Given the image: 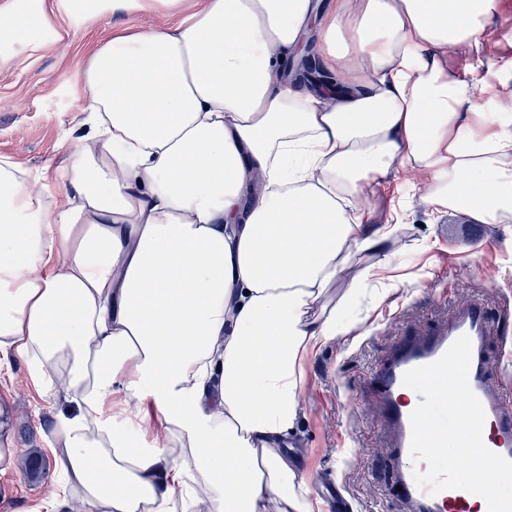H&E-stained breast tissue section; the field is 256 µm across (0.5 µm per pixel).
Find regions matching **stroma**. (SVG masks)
I'll return each mask as SVG.
<instances>
[{
	"label": "stroma",
	"instance_id": "stroma-1",
	"mask_svg": "<svg viewBox=\"0 0 512 512\" xmlns=\"http://www.w3.org/2000/svg\"><path fill=\"white\" fill-rule=\"evenodd\" d=\"M51 3L61 39L44 38L30 23L28 44L0 46L6 59L0 66V157L28 169L58 168L84 135V71L92 46L111 30L173 24L193 0L112 11L104 0ZM472 64L489 69L499 91H512V7L501 11L477 49L452 58L449 68L462 76ZM425 198L419 176L398 165L374 186L368 221L396 225L403 265L384 267L378 255L353 262V270L374 269L375 290L353 310L350 332L325 339L304 366L288 456L309 488L335 478L351 512H401L366 381L403 335L479 299L494 328V379L512 387V237L501 226L434 211ZM44 383L17 356L0 354V403L11 410L8 440L16 450L14 465L0 471V512H48L54 498H79L53 465L34 479L28 473L32 456L53 462L61 455L58 417L72 406L71 395L46 391Z\"/></svg>",
	"mask_w": 512,
	"mask_h": 512
}]
</instances>
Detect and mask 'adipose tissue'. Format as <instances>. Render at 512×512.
Listing matches in <instances>:
<instances>
[{
	"instance_id": "obj_1",
	"label": "adipose tissue",
	"mask_w": 512,
	"mask_h": 512,
	"mask_svg": "<svg viewBox=\"0 0 512 512\" xmlns=\"http://www.w3.org/2000/svg\"><path fill=\"white\" fill-rule=\"evenodd\" d=\"M503 0H197L172 25L114 33L86 61L87 134L58 176L0 158V351L62 366L77 415L56 460L84 512H314L278 444L303 362L350 328L369 273L309 312L358 254L396 257L391 224L354 200L393 164L430 205L512 224V113L444 70L479 46ZM54 32L45 0L20 14ZM321 65L367 72L344 92L281 81L305 32ZM162 415L110 412L117 394Z\"/></svg>"
}]
</instances>
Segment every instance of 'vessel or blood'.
<instances>
[{
    "mask_svg": "<svg viewBox=\"0 0 512 512\" xmlns=\"http://www.w3.org/2000/svg\"><path fill=\"white\" fill-rule=\"evenodd\" d=\"M491 318L482 302L462 305L450 322L402 337L384 362L368 379L372 410L384 426L387 448L394 463L396 494L403 512H471L467 491L446 489L430 494L413 478L410 414L414 406L411 391L402 383L404 374L437 361L460 336L471 340L469 385L485 411L489 433L483 441L491 451L512 460V397L493 381L488 355Z\"/></svg>",
    "mask_w": 512,
    "mask_h": 512,
    "instance_id": "vessel-or-blood-1",
    "label": "vessel or blood"
}]
</instances>
